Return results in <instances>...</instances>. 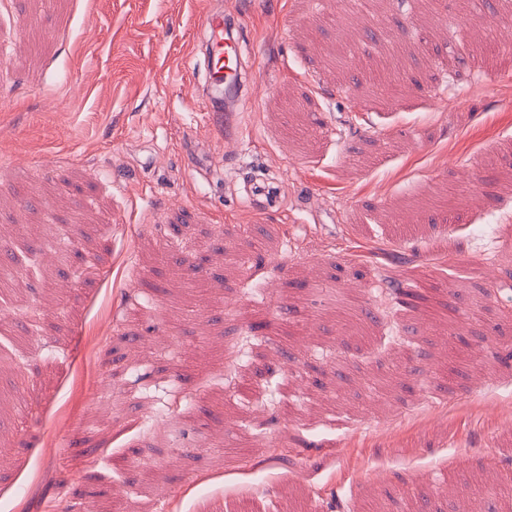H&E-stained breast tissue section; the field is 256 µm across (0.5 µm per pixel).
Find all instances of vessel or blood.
Here are the masks:
<instances>
[{
	"mask_svg": "<svg viewBox=\"0 0 512 512\" xmlns=\"http://www.w3.org/2000/svg\"><path fill=\"white\" fill-rule=\"evenodd\" d=\"M200 32L206 71L205 110L213 116L236 111L248 94L242 66L244 46L237 27L225 21L223 10L216 8L203 14Z\"/></svg>",
	"mask_w": 512,
	"mask_h": 512,
	"instance_id": "vessel-or-blood-1",
	"label": "vessel or blood"
}]
</instances>
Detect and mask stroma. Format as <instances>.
I'll return each mask as SVG.
<instances>
[{
  "label": "stroma",
  "mask_w": 512,
  "mask_h": 512,
  "mask_svg": "<svg viewBox=\"0 0 512 512\" xmlns=\"http://www.w3.org/2000/svg\"><path fill=\"white\" fill-rule=\"evenodd\" d=\"M212 7L249 67L218 123ZM501 7L0 0V512L512 507Z\"/></svg>",
  "instance_id": "stroma-1"
}]
</instances>
